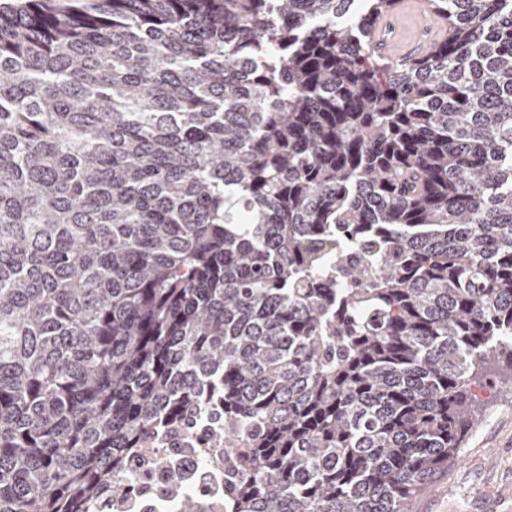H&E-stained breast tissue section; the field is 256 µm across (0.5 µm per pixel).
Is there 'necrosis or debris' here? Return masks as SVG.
I'll return each mask as SVG.
<instances>
[{
	"label": "necrosis or debris",
	"mask_w": 512,
	"mask_h": 512,
	"mask_svg": "<svg viewBox=\"0 0 512 512\" xmlns=\"http://www.w3.org/2000/svg\"><path fill=\"white\" fill-rule=\"evenodd\" d=\"M133 468L125 494L103 488L94 512H180L188 493L197 500V512H224V448L210 443L202 429L153 437ZM174 470L179 479L171 478Z\"/></svg>",
	"instance_id": "4bbe7bcc"
}]
</instances>
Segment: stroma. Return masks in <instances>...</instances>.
Wrapping results in <instances>:
<instances>
[{"instance_id":"1","label":"stroma","mask_w":512,"mask_h":512,"mask_svg":"<svg viewBox=\"0 0 512 512\" xmlns=\"http://www.w3.org/2000/svg\"><path fill=\"white\" fill-rule=\"evenodd\" d=\"M482 382L455 459L411 501L409 512H512V367L487 363Z\"/></svg>"}]
</instances>
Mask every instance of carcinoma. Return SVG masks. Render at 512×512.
<instances>
[{
    "label": "carcinoma",
    "instance_id": "cac0c4a2",
    "mask_svg": "<svg viewBox=\"0 0 512 512\" xmlns=\"http://www.w3.org/2000/svg\"><path fill=\"white\" fill-rule=\"evenodd\" d=\"M0 8V512L214 405L228 512H406L512 359V0Z\"/></svg>",
    "mask_w": 512,
    "mask_h": 512
}]
</instances>
